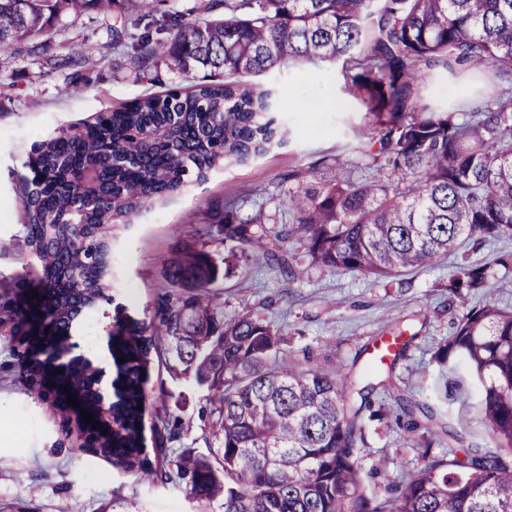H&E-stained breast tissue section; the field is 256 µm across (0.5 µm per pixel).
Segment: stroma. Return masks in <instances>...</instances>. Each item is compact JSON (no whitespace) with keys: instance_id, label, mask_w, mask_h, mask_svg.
<instances>
[{"instance_id":"35a3bbf8","label":"stroma","mask_w":512,"mask_h":512,"mask_svg":"<svg viewBox=\"0 0 512 512\" xmlns=\"http://www.w3.org/2000/svg\"><path fill=\"white\" fill-rule=\"evenodd\" d=\"M94 12L63 16L49 49L0 51V299L34 260L22 251L25 216L19 181L32 144L81 126L113 106L143 94L199 82L200 72L184 73L158 60L151 72L136 75L123 64V49L112 46V25ZM71 50L86 61L58 68L52 56ZM429 102L445 108L458 101V87H482L479 76L465 81L433 69L425 76ZM279 102L277 118L285 133L282 145L247 163L213 169L168 202L132 217L112 241L114 304L83 317L79 351L92 356L100 347L116 306L134 321L150 320L154 304L167 291V268L179 250L209 234V250L224 260V234L217 209L230 207L238 221L261 219L266 228L288 226L290 172H305L328 155L342 163H364L370 143L363 134L364 112L346 90L335 63L286 64L255 78ZM303 100L306 109L294 108ZM512 253V237L492 243L466 244L448 260L394 279L308 265L300 261L288 272L267 265L262 254L238 262L230 277L219 278L208 295L210 305L231 319L257 313L281 330L291 360L340 374L362 371L374 346L389 337L393 325L410 328L415 337L393 372L395 385L448 416L449 423L483 449L491 441L478 426V386L457 358L438 362L452 323L467 310L486 303L512 308V266L494 265L496 256ZM489 266L484 288L451 294L455 266ZM14 342L0 330V512H195L184 483H168L141 472L126 473L84 448L78 421L62 433L61 417L51 401L29 393L12 356ZM456 389L440 400L444 381ZM145 429L157 418L176 427L175 453L192 450L211 455L219 446L209 418L210 392L193 377L174 376L164 360L151 356L146 383ZM371 400L381 415L366 422L360 450L362 489L385 497L387 486L405 482L427 461L448 455L444 441L425 442L409 433L397 417L390 392L376 389Z\"/></svg>"}]
</instances>
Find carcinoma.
<instances>
[{"instance_id":"cac0c4a2","label":"carcinoma","mask_w":512,"mask_h":512,"mask_svg":"<svg viewBox=\"0 0 512 512\" xmlns=\"http://www.w3.org/2000/svg\"><path fill=\"white\" fill-rule=\"evenodd\" d=\"M124 9L130 23L112 30V46L146 73L165 58L181 71H202L184 90L148 93L83 128L35 142L24 176L23 237L38 277H17L0 302V325L18 343L17 366L29 391L43 394V376L60 377L81 393L108 426L84 448L127 473L186 481L197 512L220 496L223 512H512V308H473L455 323L439 359L459 354L479 383L478 419L499 448L471 447L465 459L430 460L382 501L360 489L356 453L368 379L339 376L283 354L280 330L258 316L221 319L203 303L219 278L204 248L172 262L176 289L150 322L115 323L117 400L103 401L94 373L74 353L75 313L110 302L109 241L144 208L163 203L192 180L228 163H245L283 141L271 92L244 81L295 62L340 61L367 116L375 151L370 176L354 169L330 175L315 161L289 192L296 223L262 243L263 224L224 211V271L256 246L280 269L304 246L317 266L379 278L445 258L464 240L512 236V0H200L202 20L158 12L151 0H0V49L41 46L66 14ZM459 76L485 71L490 80L461 108L435 109L424 99L425 70ZM489 266L460 265L450 288L484 287ZM39 296L43 330L32 336L29 299ZM174 361L212 391L221 448L214 459L180 454L158 466L142 436L151 353ZM406 430L423 428L461 441L447 414L403 395Z\"/></svg>"}]
</instances>
